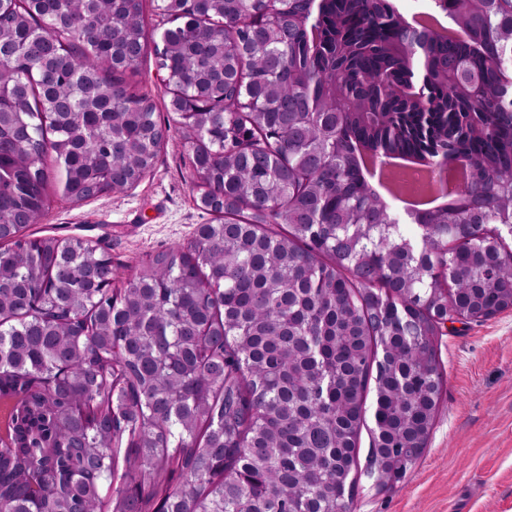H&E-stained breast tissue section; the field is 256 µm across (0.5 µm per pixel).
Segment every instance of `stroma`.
<instances>
[{
	"label": "stroma",
	"mask_w": 512,
	"mask_h": 512,
	"mask_svg": "<svg viewBox=\"0 0 512 512\" xmlns=\"http://www.w3.org/2000/svg\"><path fill=\"white\" fill-rule=\"evenodd\" d=\"M188 152L171 136L134 188L59 203L30 233L101 240L122 274L135 273L210 220L192 189ZM434 345L444 390L427 448L401 482L378 491L366 466L374 426L366 420L352 512H512V310L450 323Z\"/></svg>",
	"instance_id": "35a3bbf8"
}]
</instances>
